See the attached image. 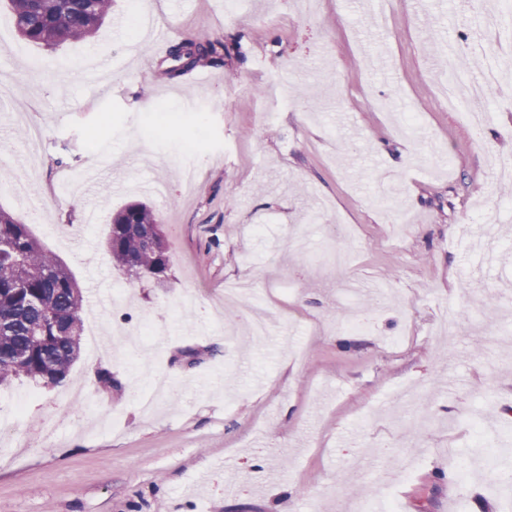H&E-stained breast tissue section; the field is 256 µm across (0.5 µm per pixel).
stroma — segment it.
Masks as SVG:
<instances>
[{"label": "stroma", "instance_id": "stroma-1", "mask_svg": "<svg viewBox=\"0 0 512 512\" xmlns=\"http://www.w3.org/2000/svg\"><path fill=\"white\" fill-rule=\"evenodd\" d=\"M143 9L171 40H237L241 55L210 82L168 79ZM0 33V208L33 219L108 330L151 335L81 350L64 387L0 386V512H512V485L483 470L512 457L466 415L512 443V197L490 166L512 157L501 0H385L377 17L367 0H248L233 16L224 0H114L93 38L53 51L20 42L0 7ZM472 43L504 61L479 138L439 94L445 48ZM103 55L111 68L90 72ZM275 80L308 94L273 98ZM159 102L179 125L151 128ZM403 112L420 114L415 134ZM134 200L164 226L166 282L127 280L105 252ZM346 279L393 295L344 300ZM239 281L276 324L263 340L214 317L243 311L224 299ZM155 366L169 385L150 414L136 395Z\"/></svg>", "mask_w": 512, "mask_h": 512}]
</instances>
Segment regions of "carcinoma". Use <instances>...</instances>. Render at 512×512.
<instances>
[{
	"mask_svg": "<svg viewBox=\"0 0 512 512\" xmlns=\"http://www.w3.org/2000/svg\"><path fill=\"white\" fill-rule=\"evenodd\" d=\"M20 38L55 48L91 38L109 16L112 0H8ZM171 80L230 56L221 39L201 38L168 49ZM104 246L129 280L164 281L168 241L150 205L132 201L112 215ZM82 292L64 263L29 227L0 209V385L21 376L64 384L80 353Z\"/></svg>",
	"mask_w": 512,
	"mask_h": 512,
	"instance_id": "obj_1",
	"label": "carcinoma"
}]
</instances>
